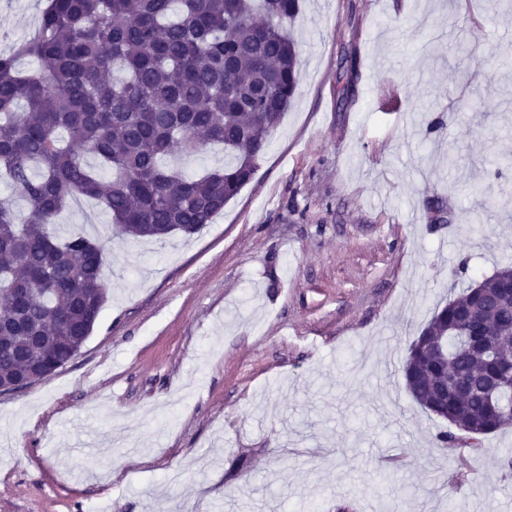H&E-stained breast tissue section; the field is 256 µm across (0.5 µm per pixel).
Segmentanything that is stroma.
Segmentation results:
<instances>
[{"mask_svg": "<svg viewBox=\"0 0 512 512\" xmlns=\"http://www.w3.org/2000/svg\"><path fill=\"white\" fill-rule=\"evenodd\" d=\"M42 0H0L35 29ZM295 100L212 224L103 242L77 355L0 393V512H512V430L467 460L401 365L512 263V0H302ZM357 63L354 95L337 76Z\"/></svg>", "mask_w": 512, "mask_h": 512, "instance_id": "1", "label": "stroma"}]
</instances>
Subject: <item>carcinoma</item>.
Returning <instances> with one entry per match:
<instances>
[{
	"label": "carcinoma",
	"instance_id": "carcinoma-1",
	"mask_svg": "<svg viewBox=\"0 0 512 512\" xmlns=\"http://www.w3.org/2000/svg\"><path fill=\"white\" fill-rule=\"evenodd\" d=\"M298 13L299 0H45L35 35L0 53V176L28 203L21 214L0 201V380L59 369L103 310L101 247L57 235L72 201L99 200L119 233L163 242L211 223L251 180L297 92ZM22 58L39 68L21 70ZM339 80L344 101L355 63ZM213 144L222 168L191 177L166 164ZM509 272L438 309L422 332L430 346L404 357L413 400L463 432L440 435L446 445L476 448L512 427L488 387L512 361V297L499 288ZM473 323L496 337L498 358L465 344ZM450 378L467 382V400L435 401Z\"/></svg>",
	"mask_w": 512,
	"mask_h": 512
}]
</instances>
